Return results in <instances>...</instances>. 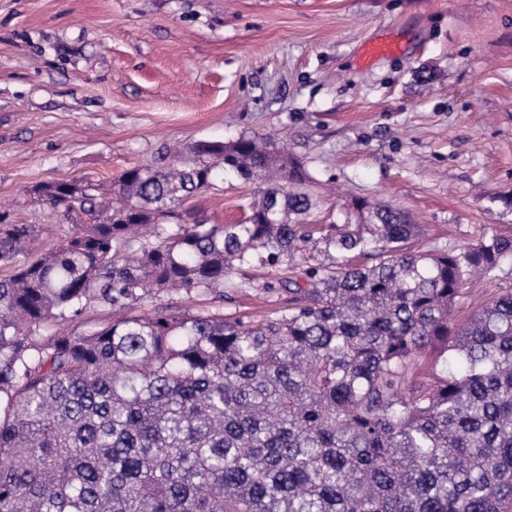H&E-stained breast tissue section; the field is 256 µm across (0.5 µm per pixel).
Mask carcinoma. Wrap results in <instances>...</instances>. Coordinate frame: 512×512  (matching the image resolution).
<instances>
[{
    "label": "carcinoma",
    "instance_id": "1",
    "mask_svg": "<svg viewBox=\"0 0 512 512\" xmlns=\"http://www.w3.org/2000/svg\"><path fill=\"white\" fill-rule=\"evenodd\" d=\"M177 154L110 198L35 186L73 232L28 259L36 227L0 217V512H512V288L452 319L512 238L413 251L424 227L364 200L311 224L271 139ZM227 175L260 185L239 221L169 223ZM257 264L289 295L265 318L137 311L170 287L222 298Z\"/></svg>",
    "mask_w": 512,
    "mask_h": 512
}]
</instances>
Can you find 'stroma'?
Listing matches in <instances>:
<instances>
[{
	"mask_svg": "<svg viewBox=\"0 0 512 512\" xmlns=\"http://www.w3.org/2000/svg\"><path fill=\"white\" fill-rule=\"evenodd\" d=\"M375 39L398 52L364 62ZM242 136L301 164L314 223L365 198L423 224L416 249L512 236V0H0V214L43 246L73 228L34 185L107 191L166 149ZM253 198L228 177L177 210L230 224ZM277 276L142 309L268 315L288 300L262 289Z\"/></svg>",
	"mask_w": 512,
	"mask_h": 512,
	"instance_id": "obj_1",
	"label": "stroma"
}]
</instances>
